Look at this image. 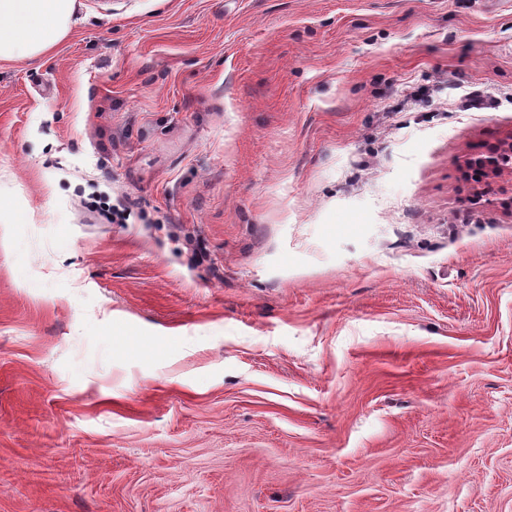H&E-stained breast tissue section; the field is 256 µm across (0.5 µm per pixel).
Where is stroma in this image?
<instances>
[{
	"mask_svg": "<svg viewBox=\"0 0 512 512\" xmlns=\"http://www.w3.org/2000/svg\"><path fill=\"white\" fill-rule=\"evenodd\" d=\"M512 0H76L0 62V512H512ZM467 166L478 172L512 171V142L488 147L484 153L468 158Z\"/></svg>",
	"mask_w": 512,
	"mask_h": 512,
	"instance_id": "stroma-1",
	"label": "stroma"
}]
</instances>
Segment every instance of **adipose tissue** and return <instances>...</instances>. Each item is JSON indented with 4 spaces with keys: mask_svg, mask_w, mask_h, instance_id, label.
Masks as SVG:
<instances>
[{
    "mask_svg": "<svg viewBox=\"0 0 512 512\" xmlns=\"http://www.w3.org/2000/svg\"><path fill=\"white\" fill-rule=\"evenodd\" d=\"M76 0H0V61L35 60L67 33Z\"/></svg>",
    "mask_w": 512,
    "mask_h": 512,
    "instance_id": "obj_1",
    "label": "adipose tissue"
}]
</instances>
